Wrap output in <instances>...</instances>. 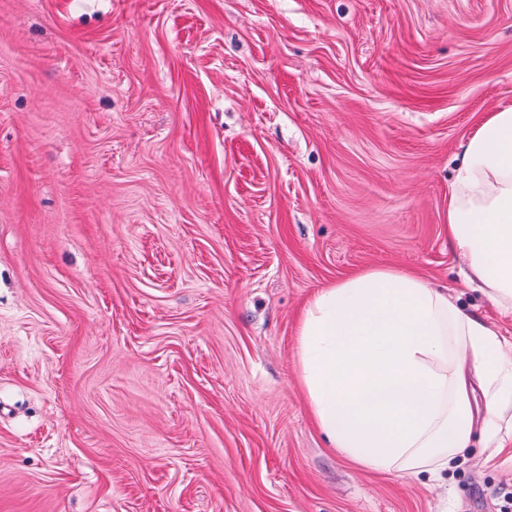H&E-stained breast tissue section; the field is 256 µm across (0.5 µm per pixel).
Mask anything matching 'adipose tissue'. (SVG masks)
Segmentation results:
<instances>
[{
  "instance_id": "adipose-tissue-1",
  "label": "adipose tissue",
  "mask_w": 512,
  "mask_h": 512,
  "mask_svg": "<svg viewBox=\"0 0 512 512\" xmlns=\"http://www.w3.org/2000/svg\"><path fill=\"white\" fill-rule=\"evenodd\" d=\"M468 281L512 317V105L464 146L442 211ZM299 380L332 448L369 471L439 478L473 440H512V338L392 265L318 289L297 328Z\"/></svg>"
}]
</instances>
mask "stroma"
Wrapping results in <instances>:
<instances>
[{
  "mask_svg": "<svg viewBox=\"0 0 512 512\" xmlns=\"http://www.w3.org/2000/svg\"><path fill=\"white\" fill-rule=\"evenodd\" d=\"M512 104V0H0V512H500L329 447L297 322L441 215Z\"/></svg>",
  "mask_w": 512,
  "mask_h": 512,
  "instance_id": "35a3bbf8",
  "label": "stroma"
}]
</instances>
